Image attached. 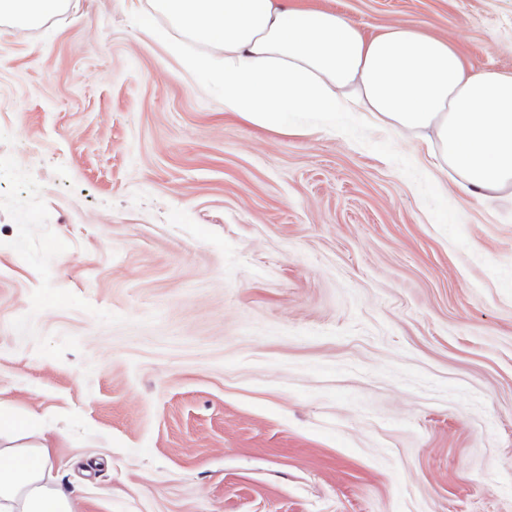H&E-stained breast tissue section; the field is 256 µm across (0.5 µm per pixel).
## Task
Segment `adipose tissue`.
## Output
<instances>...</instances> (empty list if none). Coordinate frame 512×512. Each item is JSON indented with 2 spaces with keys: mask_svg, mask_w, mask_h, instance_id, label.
<instances>
[{
  "mask_svg": "<svg viewBox=\"0 0 512 512\" xmlns=\"http://www.w3.org/2000/svg\"><path fill=\"white\" fill-rule=\"evenodd\" d=\"M180 35L223 47L194 53L165 40L195 81L223 91L224 109L286 131L313 112L328 123L361 107L398 130L434 132L456 186L489 196L512 187V74L467 65L443 40L390 25L365 38L331 11L288 0H149ZM63 0H0V19L40 23ZM352 89L349 98L339 97ZM45 430L0 405V512H74L52 476Z\"/></svg>",
  "mask_w": 512,
  "mask_h": 512,
  "instance_id": "adipose-tissue-1",
  "label": "adipose tissue"
}]
</instances>
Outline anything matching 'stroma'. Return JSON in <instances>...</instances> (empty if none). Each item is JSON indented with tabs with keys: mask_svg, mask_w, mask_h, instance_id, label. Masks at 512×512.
Here are the masks:
<instances>
[{
	"mask_svg": "<svg viewBox=\"0 0 512 512\" xmlns=\"http://www.w3.org/2000/svg\"><path fill=\"white\" fill-rule=\"evenodd\" d=\"M292 3L512 73V0ZM149 11L0 21V404L75 512H512V189L225 111Z\"/></svg>",
	"mask_w": 512,
	"mask_h": 512,
	"instance_id": "stroma-1",
	"label": "stroma"
}]
</instances>
